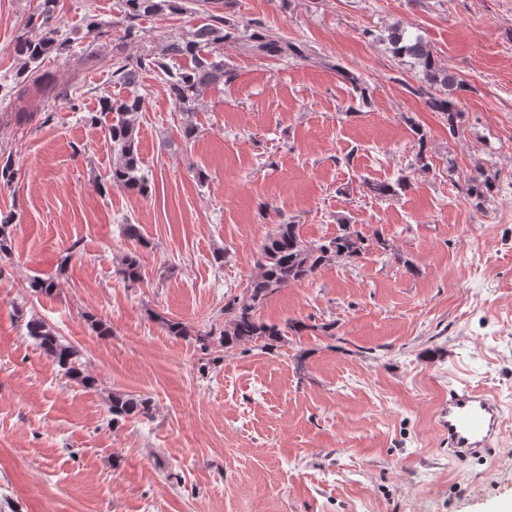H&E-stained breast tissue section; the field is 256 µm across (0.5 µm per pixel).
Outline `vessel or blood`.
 I'll list each match as a JSON object with an SVG mask.
<instances>
[{
    "label": "vessel or blood",
    "mask_w": 512,
    "mask_h": 512,
    "mask_svg": "<svg viewBox=\"0 0 512 512\" xmlns=\"http://www.w3.org/2000/svg\"><path fill=\"white\" fill-rule=\"evenodd\" d=\"M501 420L499 404L487 393L471 387L452 388L440 414V426L448 435V454L465 461L489 454V441Z\"/></svg>",
    "instance_id": "b4317fda"
}]
</instances>
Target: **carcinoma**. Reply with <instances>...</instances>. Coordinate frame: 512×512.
<instances>
[{
	"label": "carcinoma",
	"instance_id": "obj_1",
	"mask_svg": "<svg viewBox=\"0 0 512 512\" xmlns=\"http://www.w3.org/2000/svg\"><path fill=\"white\" fill-rule=\"evenodd\" d=\"M44 0L39 27L42 35L38 38L20 36L14 50L23 61V70L37 64L44 55L60 47L57 30L52 24V3ZM206 5L218 6L220 12L210 15L211 22L197 27L187 35L171 39L163 48L147 57L130 63L126 55L128 42L136 36V21L165 14L179 9L177 0H121V12L126 22L122 43L112 50V78L131 89L124 97H103L99 100L102 116H112L107 126L108 137L118 150V159L112 166L110 182L120 185L141 196H148L151 190L149 180L140 173V156L137 137V116L143 110V99L135 87L140 73L153 71L163 81L166 91L181 114V136L189 144L198 133L194 122L195 114L207 90L219 84L234 80L233 69L224 61L214 57L217 48L226 43L245 42V45L267 56L276 57L290 53L303 57L300 49L284 44L268 33L259 22L242 26L224 16L222 9L231 6V0H201ZM377 40L389 45L396 56L409 57L420 68L424 81L429 86L439 85L441 94L428 95V106L440 112L448 122V131L455 134L461 119L456 98L448 93L454 81L439 66L432 50L422 37L413 35L401 24L388 28L387 36L379 35ZM187 60L184 66L176 67L173 61ZM496 175L484 169H476L465 181V196L476 207H481L493 197L496 190ZM409 186L408 177H402L397 184L376 183L370 190L381 198L397 195V190ZM14 214L0 216V260L12 255L11 224ZM383 251L391 249V243L381 234L368 237L352 224L339 225V233L324 242L309 243L303 240L299 225L284 221L259 250L256 261L257 272L250 276L241 294L224 304V327L221 330H193L181 321L157 317L167 333L175 337L192 340L197 348L207 353L215 348L224 351L235 349L247 343H254L263 350L272 351L288 341V336H301L317 328L325 332L330 324L308 325L302 321H286L284 326L268 323L258 316L259 309L278 290L300 283L313 276L322 266L335 260L356 263L374 248ZM142 260L138 251H128L121 256L116 274L125 282L134 283L142 278ZM34 292L49 296L56 291L57 281L53 278H34L28 283ZM26 336L58 366L59 371L70 380L85 388H92L96 379L85 372L83 353L76 346L65 343L45 321L32 318L26 322ZM112 424L131 417H149L152 408L149 400L122 393H114L109 399Z\"/></svg>",
	"mask_w": 512,
	"mask_h": 512
}]
</instances>
